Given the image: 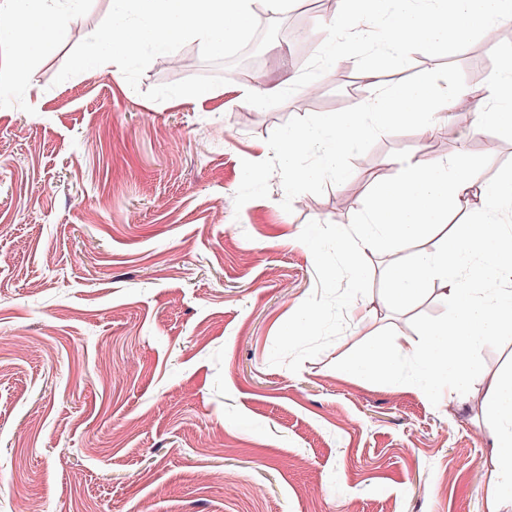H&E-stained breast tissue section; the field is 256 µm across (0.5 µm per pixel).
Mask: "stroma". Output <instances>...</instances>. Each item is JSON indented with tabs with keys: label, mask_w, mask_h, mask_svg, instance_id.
Segmentation results:
<instances>
[{
	"label": "stroma",
	"mask_w": 512,
	"mask_h": 512,
	"mask_svg": "<svg viewBox=\"0 0 512 512\" xmlns=\"http://www.w3.org/2000/svg\"><path fill=\"white\" fill-rule=\"evenodd\" d=\"M111 6L69 0L55 51L0 72V512L26 496L43 512H487L482 407L512 369V335L480 349L484 375L462 399L347 380L338 363L370 335L419 337L448 308L428 292L392 308L380 253L351 262L331 245L316 263L302 238L357 223L369 175L425 152L466 151L488 180L512 172V132L486 148L467 111L427 145L395 127L346 155L348 185L299 184L281 131L372 93L335 81L302 94L332 10L265 12L304 24L310 46L302 56L277 38L244 81L203 62L194 40L180 69L158 56L135 89L117 69L56 82ZM500 33L412 52L382 79L488 80L512 48V26ZM291 77L299 86L276 100L238 98ZM355 262L370 271L359 288ZM310 308L316 332L283 336Z\"/></svg>",
	"instance_id": "35a3bbf8"
}]
</instances>
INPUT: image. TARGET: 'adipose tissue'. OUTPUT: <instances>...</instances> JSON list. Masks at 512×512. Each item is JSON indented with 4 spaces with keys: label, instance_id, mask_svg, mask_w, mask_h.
Here are the masks:
<instances>
[{
    "label": "adipose tissue",
    "instance_id": "1",
    "mask_svg": "<svg viewBox=\"0 0 512 512\" xmlns=\"http://www.w3.org/2000/svg\"><path fill=\"white\" fill-rule=\"evenodd\" d=\"M505 24H512V0H338L321 65L340 66L357 51L354 36L373 31L372 58L363 72L373 92L356 111L324 112L311 125L286 130L280 141L283 161L294 164L296 180L326 175L341 186L349 180L342 158L375 130L409 125L431 139L447 128L439 112L465 104L474 115L473 133L512 130V48L473 98L450 89L437 92L425 83L379 79L380 70L401 66L413 51L451 48L472 32ZM56 40L40 18L27 17L22 27L0 33V63L10 64L20 50L50 52ZM311 152L319 153L320 166H296L297 158ZM510 207L512 173L484 180L464 152L420 157L401 164L394 177L374 179L366 215L350 234L337 235V252L387 255V302L402 307L432 287L446 301L448 318L427 326L418 340L401 333L390 341L373 337L338 364V373L356 382L397 384L432 399L463 397L484 374L477 351L512 335V225L500 217ZM464 210L470 213L466 222L449 224L450 212ZM444 223L449 247L402 255V245ZM484 416L494 448L488 512H512V372L494 382Z\"/></svg>",
    "mask_w": 512,
    "mask_h": 512
}]
</instances>
